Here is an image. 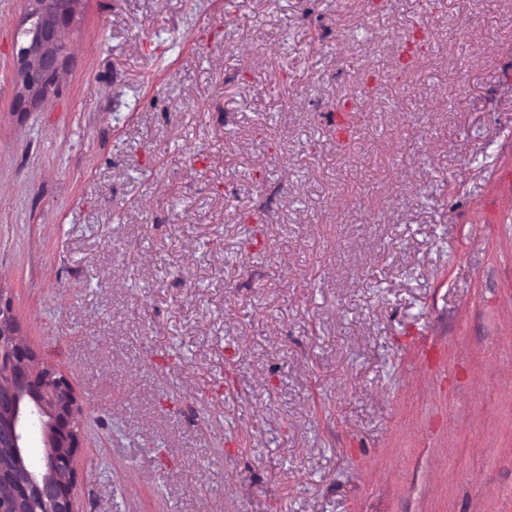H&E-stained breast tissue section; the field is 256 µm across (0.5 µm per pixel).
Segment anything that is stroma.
<instances>
[{
  "label": "stroma",
  "instance_id": "obj_1",
  "mask_svg": "<svg viewBox=\"0 0 512 512\" xmlns=\"http://www.w3.org/2000/svg\"><path fill=\"white\" fill-rule=\"evenodd\" d=\"M23 5L0 286L84 408L78 512H512V0H86L20 111Z\"/></svg>",
  "mask_w": 512,
  "mask_h": 512
}]
</instances>
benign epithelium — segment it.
I'll list each match as a JSON object with an SVG mask.
<instances>
[{
	"mask_svg": "<svg viewBox=\"0 0 512 512\" xmlns=\"http://www.w3.org/2000/svg\"><path fill=\"white\" fill-rule=\"evenodd\" d=\"M84 0H24L13 49L17 99L23 108L46 96L63 68L59 41ZM82 407L69 380L43 365L19 334L11 300L0 290V512H76V457ZM38 418L45 464L27 465V425Z\"/></svg>",
	"mask_w": 512,
	"mask_h": 512,
	"instance_id": "benign-epithelium-1",
	"label": "benign epithelium"
}]
</instances>
